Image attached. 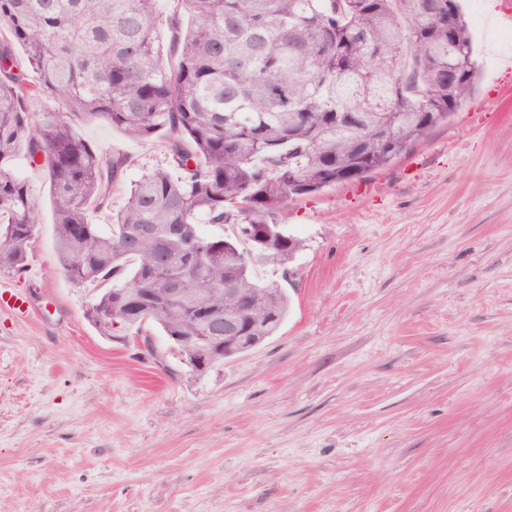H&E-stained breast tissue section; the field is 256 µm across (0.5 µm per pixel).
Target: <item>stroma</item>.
Returning <instances> with one entry per match:
<instances>
[{
	"mask_svg": "<svg viewBox=\"0 0 512 512\" xmlns=\"http://www.w3.org/2000/svg\"><path fill=\"white\" fill-rule=\"evenodd\" d=\"M480 75L451 119L360 180L288 199L300 249L255 265L289 296L274 336L206 374L157 329L101 336L41 222L0 275V512H512V0H465ZM131 160L164 162L103 120Z\"/></svg>",
	"mask_w": 512,
	"mask_h": 512,
	"instance_id": "1",
	"label": "stroma"
}]
</instances>
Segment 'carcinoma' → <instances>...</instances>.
Masks as SVG:
<instances>
[{"instance_id":"carcinoma-1","label":"carcinoma","mask_w":512,"mask_h":512,"mask_svg":"<svg viewBox=\"0 0 512 512\" xmlns=\"http://www.w3.org/2000/svg\"><path fill=\"white\" fill-rule=\"evenodd\" d=\"M427 2L0 0V274L27 269L40 223L13 172L23 152L48 173L65 276L106 285L86 312L101 335L155 326L184 337L181 356L210 328L183 300L204 294L224 319L229 272L259 299L255 316L273 307L276 321L254 332L274 335L286 289L253 278L261 255L249 238H206L198 219L265 224L275 205L359 179L448 120L478 67L459 0H443L441 17ZM38 96L64 112L31 124ZM93 119L132 139H165L164 165L130 183L106 228L88 212L112 209L130 159L78 133ZM370 125L389 127L391 144L369 140Z\"/></svg>"}]
</instances>
